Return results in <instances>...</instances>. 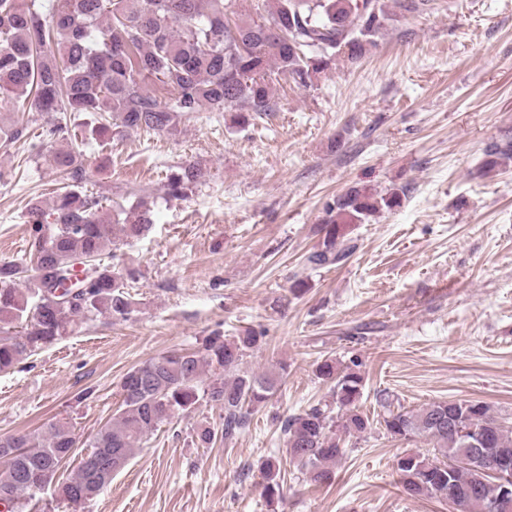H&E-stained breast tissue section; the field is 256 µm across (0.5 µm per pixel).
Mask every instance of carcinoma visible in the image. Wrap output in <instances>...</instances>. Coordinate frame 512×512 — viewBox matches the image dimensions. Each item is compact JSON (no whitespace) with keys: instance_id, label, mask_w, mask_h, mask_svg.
<instances>
[{"instance_id":"obj_1","label":"carcinoma","mask_w":512,"mask_h":512,"mask_svg":"<svg viewBox=\"0 0 512 512\" xmlns=\"http://www.w3.org/2000/svg\"><path fill=\"white\" fill-rule=\"evenodd\" d=\"M432 0H55L44 18L35 2L0 0V102L30 112L94 114V139L134 130L174 136L187 114L230 112L246 126L271 111L275 82L306 87L338 61L355 63L377 47L393 11L420 13ZM52 161L76 185L50 207L29 205V261L0 263V372L55 344L78 323L97 316L125 320L135 272L102 262L117 239L144 237L154 224L144 201L102 213L80 185V154L52 152ZM512 167V139L489 144L474 174L493 178ZM196 165L168 177L169 195L182 198L203 178ZM397 191L374 194L353 188L327 205L323 240L307 256L313 268L332 266L353 250L345 228L365 224L380 211L400 206ZM261 337L253 330L231 340L215 333L203 349L173 351L133 368L120 385L117 416L91 440L93 451L70 479L57 465L71 459L79 438L73 426L49 422L37 432L0 437V461L16 477L0 482L9 512L49 491L76 504L98 495L154 431L174 412L202 404L224 409L221 432L231 439L250 423L251 411L268 402L278 378L243 367ZM326 360L319 376L333 383L336 408L315 405L285 420L286 450L300 473L329 483L346 455L345 438L369 426L361 411L363 378ZM219 372L204 378L205 369ZM387 432L420 439L428 448L397 459L399 485L410 496L451 500L454 512L480 502L496 504L500 487L480 465L454 463L463 450L448 420L474 427L482 448L512 466V425L489 406L473 401H434L418 410L392 408L384 400ZM282 460L267 459L262 474L268 496L280 491Z\"/></svg>"}]
</instances>
